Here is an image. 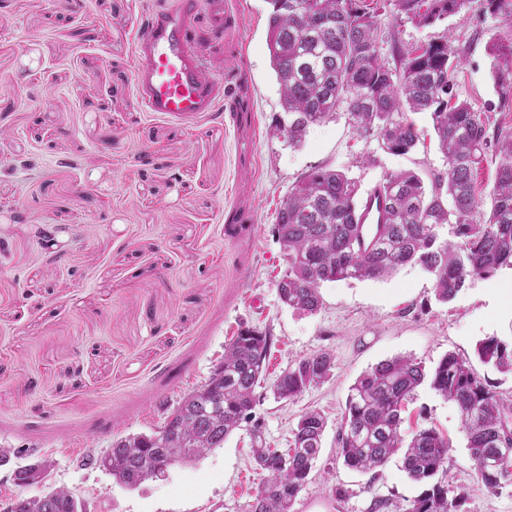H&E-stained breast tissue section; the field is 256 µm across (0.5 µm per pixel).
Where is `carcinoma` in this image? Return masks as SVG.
Instances as JSON below:
<instances>
[{"mask_svg": "<svg viewBox=\"0 0 512 512\" xmlns=\"http://www.w3.org/2000/svg\"><path fill=\"white\" fill-rule=\"evenodd\" d=\"M267 48L288 123L275 127L288 144L301 145L310 129L336 119L342 108L353 128L396 155L412 152L419 142L406 112L430 114L446 170L426 189L413 171L386 173L374 186L385 201L384 222L366 241V225L357 210L358 186L341 170L310 168L291 188L277 212L274 232L287 268L277 293L286 306L308 314L320 310L325 282L379 280L418 263L434 276L438 300L448 302L468 277L490 275L512 266V127H489L470 103L448 96L455 53L444 35L414 49L382 55L381 6L377 0H267ZM393 12L420 26H432L458 13L468 0H391ZM495 82L512 94V43L495 50ZM495 147L496 173L490 209L481 211L475 167L485 150ZM455 227L456 241L439 240L438 228ZM270 337L242 330L224 347L219 373L183 398L177 414L157 431L118 438L111 444L107 472L128 488L150 480L158 467L196 460L224 447L225 439L248 420L265 380ZM479 358L512 374V341L482 340ZM333 357L322 351L283 372L275 384L291 399L323 383ZM455 404L467 449L480 465L478 478L491 490L512 482V406L504 402L470 366L453 353L435 368L408 356L379 362L362 373L349 390L336 436L343 462L360 472L380 471L398 457L415 482L428 485L405 512H462L460 494H449L442 477L451 458L448 439L433 428L419 427L410 439L401 430L405 402L423 383ZM327 418L305 412L293 430L292 448L279 455L253 449L267 471L245 512H291L319 461ZM49 463L19 466L16 485L49 476ZM17 512H73L71 491L52 489L34 498H17Z\"/></svg>", "mask_w": 512, "mask_h": 512, "instance_id": "obj_1", "label": "carcinoma"}]
</instances>
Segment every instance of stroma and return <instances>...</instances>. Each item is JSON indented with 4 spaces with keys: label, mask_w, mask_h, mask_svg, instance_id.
Returning a JSON list of instances; mask_svg holds the SVG:
<instances>
[{
    "label": "stroma",
    "mask_w": 512,
    "mask_h": 512,
    "mask_svg": "<svg viewBox=\"0 0 512 512\" xmlns=\"http://www.w3.org/2000/svg\"><path fill=\"white\" fill-rule=\"evenodd\" d=\"M160 2L0 0V448L22 451L25 464L50 463L46 482L24 487L0 466V498L65 487L89 512H243L262 480L252 425L268 446L287 448L300 416L316 409L327 419L323 454L293 512H366L375 495L405 512L423 487L398 460L373 477L336 455L349 389L380 361L409 356L430 369L453 353L512 403V375L476 352L486 337L512 339V300L490 293L512 285V267L469 277L446 303L412 263L381 280L324 284L311 315L282 304L285 265L272 229L291 187L317 165L346 170L363 193L387 172L431 181L445 162L430 116L408 113L423 141L406 155L378 150L342 113L289 146L273 132L284 112L267 0H224L216 37L207 13L195 20L208 36L207 75L224 77L214 111H145L133 81L137 33ZM382 28L408 48L451 35L453 95L491 126L512 127V99L491 74V49L512 43V26L484 0L429 27L388 11ZM55 225L67 228L59 250L39 235ZM244 328L272 338L254 424L133 490L80 466L113 437L160 427ZM322 351L334 361L327 381L292 399L274 394L289 365ZM404 417L448 438L446 479L464 494V512H512V485L494 492L478 479L451 402L425 384Z\"/></svg>",
    "instance_id": "1"
}]
</instances>
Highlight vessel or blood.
I'll use <instances>...</instances> for the list:
<instances>
[{"label": "vessel or blood", "mask_w": 512, "mask_h": 512, "mask_svg": "<svg viewBox=\"0 0 512 512\" xmlns=\"http://www.w3.org/2000/svg\"><path fill=\"white\" fill-rule=\"evenodd\" d=\"M203 9L216 28H223L224 0H173L151 11L141 25L134 82L147 111L161 115L209 112L221 96L224 78L206 76L202 43L191 28ZM383 207L382 197L368 193L360 206L361 223H378Z\"/></svg>", "instance_id": "b4317fda"}]
</instances>
